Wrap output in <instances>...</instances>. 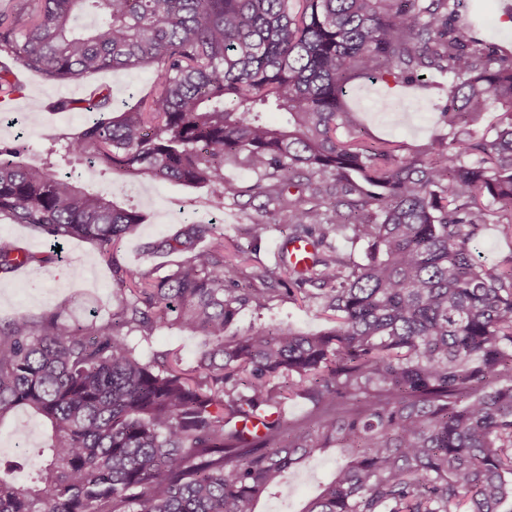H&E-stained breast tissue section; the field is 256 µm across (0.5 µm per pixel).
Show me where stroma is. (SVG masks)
Wrapping results in <instances>:
<instances>
[{
  "mask_svg": "<svg viewBox=\"0 0 512 512\" xmlns=\"http://www.w3.org/2000/svg\"><path fill=\"white\" fill-rule=\"evenodd\" d=\"M13 71L26 82L13 110L4 114L5 126H0V141L23 139L32 152H39L44 134L69 136L77 132L79 121L67 120L64 114L48 109L49 100L57 99L60 88L76 96L86 85H108L112 89L113 107H122L132 96L146 92L151 84L147 68L103 72L92 77L74 79L67 85L44 80L39 74L20 64ZM444 94L434 90H417L411 86L388 87L385 82L360 80L349 89L344 100L346 111L375 138L405 144L408 151L423 150L434 137L448 134L440 120ZM120 199L136 206L145 215L140 239L121 245L117 257L127 265L150 267L156 264L173 265L181 262L178 254L160 258L144 256L141 245L172 233L185 220L215 222L223 225L225 235L237 238L247 250L249 259L242 265L239 276L244 281H256L264 269L273 267L275 251L282 238L276 229H268L260 239L245 235L253 207L227 201L223 212L212 211L208 196L202 189H186L169 183H155L158 203H150L139 190L135 178L116 180ZM118 304L116 288L110 269L90 243L73 238L62 245L54 262L33 265L14 274L8 287L0 288V320L6 321L22 314H37L47 309L63 310L66 319H104ZM279 323L303 333H316L327 322L311 303H294L278 297L261 310L244 311L235 326L244 333L266 324ZM139 353L146 358L169 351L178 352L184 367H192L198 348V337L176 330H160L148 338L134 336ZM334 468V457L317 454L300 468L288 472L284 484L287 497L269 495L259 504L261 512H298L301 504L314 496Z\"/></svg>",
  "mask_w": 512,
  "mask_h": 512,
  "instance_id": "stroma-1",
  "label": "stroma"
}]
</instances>
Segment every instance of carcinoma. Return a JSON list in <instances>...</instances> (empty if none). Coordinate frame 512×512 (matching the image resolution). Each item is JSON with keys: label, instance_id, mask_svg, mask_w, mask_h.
I'll return each instance as SVG.
<instances>
[{"label": "carcinoma", "instance_id": "cac0c4a2", "mask_svg": "<svg viewBox=\"0 0 512 512\" xmlns=\"http://www.w3.org/2000/svg\"><path fill=\"white\" fill-rule=\"evenodd\" d=\"M87 13L92 29L77 24ZM482 24L481 0H14L0 13V57L47 81L153 74L111 117L45 138L39 166L25 143L0 142V221L91 243L120 293L102 321L52 309L0 322V423L27 409L50 429L34 481L0 457V512H255L328 450L344 462L301 512H502L512 258L486 266L472 243L489 224L512 235V52ZM431 71L448 76L453 138L422 155L370 139L344 111L358 79L424 86ZM18 91L0 62V97ZM488 112L492 138L465 130ZM77 162L202 186L219 211L259 199L253 238L276 224L315 251L244 286L218 225L191 222L145 246L186 255L175 269L123 266L115 248L143 214L53 172ZM230 163L253 174L246 189L225 177ZM54 259L0 242V288L19 263ZM279 292L316 303L330 327L232 331ZM173 325L200 340L191 369L176 354L143 360L130 340ZM299 398L311 410L292 421Z\"/></svg>", "mask_w": 512, "mask_h": 512}]
</instances>
